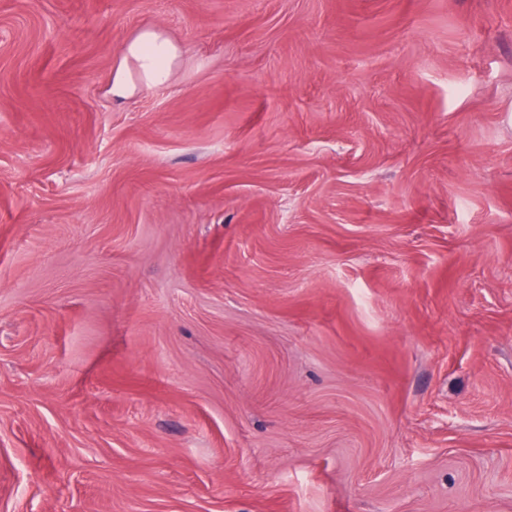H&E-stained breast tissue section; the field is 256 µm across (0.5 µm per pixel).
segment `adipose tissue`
Instances as JSON below:
<instances>
[{"mask_svg":"<svg viewBox=\"0 0 512 512\" xmlns=\"http://www.w3.org/2000/svg\"><path fill=\"white\" fill-rule=\"evenodd\" d=\"M181 56L180 46L161 30L140 31L122 46L112 74L113 97L126 99L164 84Z\"/></svg>","mask_w":512,"mask_h":512,"instance_id":"adipose-tissue-1","label":"adipose tissue"}]
</instances>
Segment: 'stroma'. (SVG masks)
Returning a JSON list of instances; mask_svg holds the SVG:
<instances>
[{"instance_id":"obj_1","label":"stroma","mask_w":512,"mask_h":512,"mask_svg":"<svg viewBox=\"0 0 512 512\" xmlns=\"http://www.w3.org/2000/svg\"><path fill=\"white\" fill-rule=\"evenodd\" d=\"M0 512H512V0H0ZM181 56V47L161 30L140 31L122 46L112 74V97L126 99L164 84Z\"/></svg>"}]
</instances>
